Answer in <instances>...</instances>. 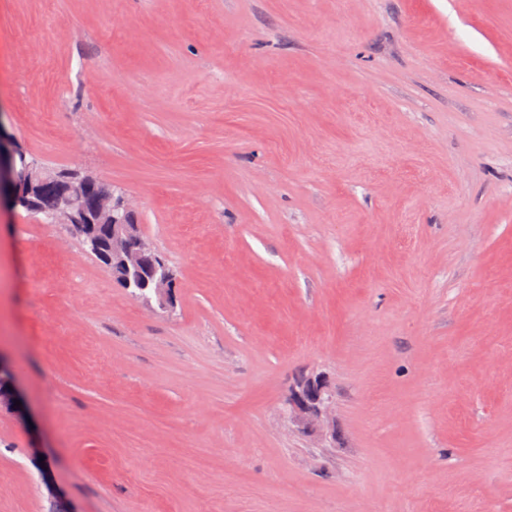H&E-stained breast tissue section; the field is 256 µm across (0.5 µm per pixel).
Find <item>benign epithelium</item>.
Returning <instances> with one entry per match:
<instances>
[{
    "label": "benign epithelium",
    "mask_w": 512,
    "mask_h": 512,
    "mask_svg": "<svg viewBox=\"0 0 512 512\" xmlns=\"http://www.w3.org/2000/svg\"><path fill=\"white\" fill-rule=\"evenodd\" d=\"M24 155L22 146L5 133L0 120V202L7 201L13 209L35 210L44 189L58 184L61 204L47 218L54 224L70 226L79 236L87 233L92 224L111 225L112 247L101 258L126 273L138 270L151 242L141 234L139 225L124 223L126 216L136 213L132 199L124 196L114 202L112 190L90 174L63 181L47 171L20 172L16 169V159ZM151 288L156 303L149 302L147 306L167 308L171 298L170 279H158ZM18 400H22V395L16 384L15 368L0 360V410L21 411L22 407L15 405ZM285 412L292 414L304 433L329 429L334 419V404L326 377L318 373L300 380L291 392Z\"/></svg>",
    "instance_id": "benign-epithelium-1"
}]
</instances>
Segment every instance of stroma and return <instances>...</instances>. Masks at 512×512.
<instances>
[{
    "label": "stroma",
    "mask_w": 512,
    "mask_h": 512,
    "mask_svg": "<svg viewBox=\"0 0 512 512\" xmlns=\"http://www.w3.org/2000/svg\"><path fill=\"white\" fill-rule=\"evenodd\" d=\"M0 124L179 272L0 211V512H512V0H0ZM16 400L21 402V406H15ZM22 408V395L16 384L15 368L5 365L0 357V410L20 412ZM285 412L292 413L304 433L329 429L335 410L326 377L318 373L300 380L291 392Z\"/></svg>",
    "instance_id": "stroma-1"
}]
</instances>
